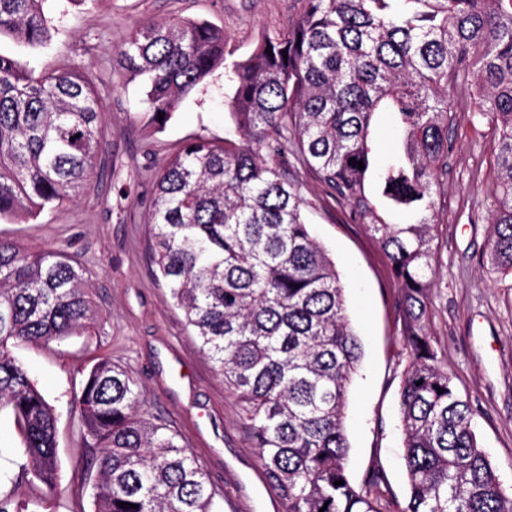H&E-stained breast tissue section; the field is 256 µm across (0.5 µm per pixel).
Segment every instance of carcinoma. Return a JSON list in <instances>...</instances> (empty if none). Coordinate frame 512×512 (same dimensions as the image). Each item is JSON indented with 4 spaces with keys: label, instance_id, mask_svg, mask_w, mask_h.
<instances>
[{
    "label": "carcinoma",
    "instance_id": "cac0c4a2",
    "mask_svg": "<svg viewBox=\"0 0 512 512\" xmlns=\"http://www.w3.org/2000/svg\"><path fill=\"white\" fill-rule=\"evenodd\" d=\"M46 2L0 0V33L41 48ZM302 2L299 17L245 61L227 57L224 32L204 22L147 24L118 48L130 78L146 79L143 103L156 124L224 67L242 136L192 141L158 171L147 223L159 277L242 403L283 512H380L371 492L383 475L361 487L348 474L345 418L362 349L339 275L282 170L293 144L350 219L376 236L399 286L408 350L399 389L402 512H512V493L480 447L470 400L429 328L436 196L453 150L450 88L469 90L495 127L489 260L512 271V0ZM383 116L401 142L387 157L378 142ZM101 122L90 71L36 76L0 53V220L79 195ZM92 317L82 273L62 254L0 242V411L21 436L22 475L48 490L58 478L53 407L13 348L59 341ZM139 398L129 372L108 361L76 397L98 466L93 512H219L198 458L140 412Z\"/></svg>",
    "mask_w": 512,
    "mask_h": 512
}]
</instances>
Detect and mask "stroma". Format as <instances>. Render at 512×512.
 Masks as SVG:
<instances>
[{
    "mask_svg": "<svg viewBox=\"0 0 512 512\" xmlns=\"http://www.w3.org/2000/svg\"><path fill=\"white\" fill-rule=\"evenodd\" d=\"M301 0H96L77 7L51 0L50 39L37 52L0 36V53L34 74L62 68L88 70L104 106L103 149L90 186L76 201L34 218L0 222V241L32 251L54 249L85 271L94 310L89 328L50 344L26 343L17 357L54 408L59 483L47 494L21 478L19 434L0 412V493L40 512H92L91 453L73 405L91 368L104 359L125 365L141 389L142 407L165 420L196 455L223 493L222 512H281L251 448L236 393L199 351L196 338L156 275L146 210L155 175L189 141L223 142L233 122L223 69H216L162 126L150 122L141 80H130L116 51L133 29L148 23L205 21L223 30L236 60L249 58L265 35L295 19ZM452 104L448 173L439 197L431 328L473 409L479 443L512 488V274L489 261V214L496 193V142L487 116L464 93ZM305 201L311 235L336 266L361 339L364 357L352 383L349 473L363 483L374 469L388 494L382 512H399L407 496L402 459L399 386L407 352L395 307L398 285L386 257L364 225L352 223L345 204L325 192L314 172L289 158L285 170Z\"/></svg>",
    "mask_w": 512,
    "mask_h": 512,
    "instance_id": "obj_1",
    "label": "stroma"
}]
</instances>
